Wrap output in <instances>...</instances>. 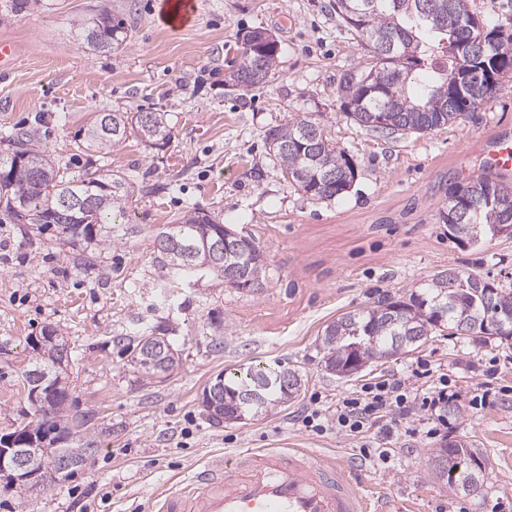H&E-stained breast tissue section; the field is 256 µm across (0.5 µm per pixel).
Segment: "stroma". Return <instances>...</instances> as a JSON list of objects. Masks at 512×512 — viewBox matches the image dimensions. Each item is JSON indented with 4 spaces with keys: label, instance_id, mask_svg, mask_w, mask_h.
Here are the masks:
<instances>
[{
    "label": "stroma",
    "instance_id": "1",
    "mask_svg": "<svg viewBox=\"0 0 512 512\" xmlns=\"http://www.w3.org/2000/svg\"><path fill=\"white\" fill-rule=\"evenodd\" d=\"M333 0H197L186 26L164 24L160 0H0V40L15 56L0 72L2 134L35 131L40 149L71 174L107 164L136 182L124 223L101 246L71 244L0 211V436L33 412L25 372L32 338L53 328L70 345L68 410L85 419L96 450L47 488L0 477V512H151L203 460L240 448H306L366 470L368 494L409 512H512V342L438 331L413 353L340 378L323 368L319 338L347 312L385 295H409L456 269L512 287V237L452 239L441 214L452 186L484 169L483 144L512 127V77L480 110L416 134L360 127L344 111L340 82L369 53L332 9ZM132 38L90 51L81 22L101 11ZM262 28L278 44L274 75L228 87L242 37ZM166 112L170 138L132 137L108 155L83 133L100 112ZM297 115L320 122L349 156L345 195L310 199L269 153L266 131ZM252 237L265 251L257 291L210 276L182 279L156 259L154 236L189 208ZM163 327L181 353L173 371L144 374L125 342ZM285 366L298 398L262 418L220 426L203 416L202 392L217 375ZM431 374L415 377L420 366ZM400 375L425 389L438 375L460 394V414L428 436L431 416L414 410L390 430L383 455L372 438L303 427L307 410L335 408L369 383ZM489 387L474 408L472 393ZM463 441L485 464L479 496L457 495L430 475L434 448Z\"/></svg>",
    "mask_w": 512,
    "mask_h": 512
}]
</instances>
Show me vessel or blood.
Masks as SVG:
<instances>
[{
    "instance_id": "obj_1",
    "label": "vessel or blood",
    "mask_w": 512,
    "mask_h": 512,
    "mask_svg": "<svg viewBox=\"0 0 512 512\" xmlns=\"http://www.w3.org/2000/svg\"><path fill=\"white\" fill-rule=\"evenodd\" d=\"M173 25L187 24L196 0H165ZM488 172H512V129H498L485 151ZM365 473L303 448H266L215 458L186 485L161 496L156 512H371Z\"/></svg>"
}]
</instances>
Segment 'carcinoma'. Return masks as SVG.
I'll list each match as a JSON object with an SVG mask.
<instances>
[{"label": "carcinoma", "mask_w": 512, "mask_h": 512, "mask_svg": "<svg viewBox=\"0 0 512 512\" xmlns=\"http://www.w3.org/2000/svg\"><path fill=\"white\" fill-rule=\"evenodd\" d=\"M336 14L345 26L368 47L369 66L343 77L340 90L346 114L358 125L392 133L424 134L475 112L500 90L501 81L512 74V33L502 25L488 28L472 12L470 0H335ZM98 38L111 47L131 40L128 28L109 12L100 13ZM277 67V49L261 57V72L254 75L239 66L229 75L233 86L251 87L264 82ZM388 124L379 126L376 121ZM144 142L166 141L170 132L166 113L102 112L87 128V147L103 155L129 137ZM265 140L289 182L313 200H333L348 192L355 172L348 155L327 137L322 126L308 117H293L270 128ZM12 152L0 156V210L20 223L52 226L72 243L112 241V214H124L132 185L112 169L97 174L72 176L50 162L36 148L28 132L10 136ZM81 198L86 209L70 211L65 199ZM443 221H453L459 231L448 234L481 233L494 224L512 225V183L504 178L479 175L448 194V212ZM224 234V225L198 208L190 209L180 224H168L158 232L154 244L162 267L187 277L201 272L215 274L224 284L238 289L261 287L264 254L250 237L231 238L220 259H194L189 250L203 241ZM450 269L438 274L420 293L386 296L372 306L347 313L328 324L320 339L324 368L341 375L351 361L364 366L410 352L396 340L409 336L421 347L434 330H450L462 318L473 326L467 335L484 333L483 319L493 315L512 316V289L498 287L468 275L467 288L456 285ZM149 336L165 345L169 363L175 368L178 351L168 329L157 327ZM33 368L47 375L52 388V429L55 434L40 449L36 470L66 477L64 460L79 459L90 452L86 441L80 448L59 444L79 432L82 421L65 417L66 386H55L54 366L62 356L38 345ZM222 403L212 402L213 385L202 393L201 406L213 425L238 421L258 409L265 414L294 400L300 378L288 368H248L223 378ZM432 478L448 483L455 493L478 495L484 482V463L469 446L457 441L432 452Z\"/></svg>", "instance_id": "cac0c4a2"}]
</instances>
